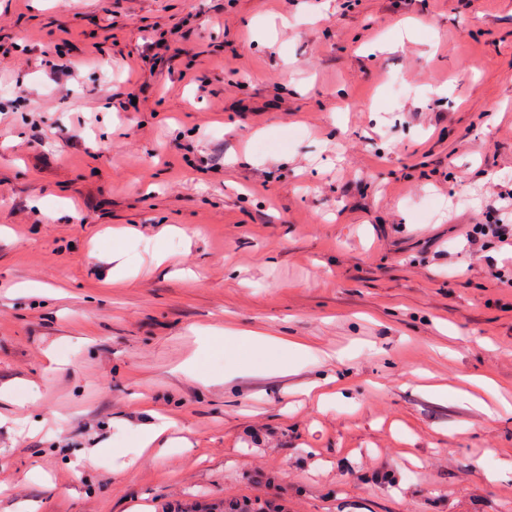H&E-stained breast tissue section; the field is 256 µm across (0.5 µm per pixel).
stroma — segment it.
Masks as SVG:
<instances>
[{"instance_id":"obj_1","label":"stroma","mask_w":512,"mask_h":512,"mask_svg":"<svg viewBox=\"0 0 512 512\" xmlns=\"http://www.w3.org/2000/svg\"><path fill=\"white\" fill-rule=\"evenodd\" d=\"M510 182L512 0H0V512H512ZM501 224H473L471 228L466 231L465 239L466 244L471 252L472 257L478 263L479 269L488 276L499 280L503 284L512 286V277L506 275L505 270L497 269L488 261V257L484 255L487 251L488 238H491L494 243L498 242L502 245L512 247V224H506L503 221ZM504 236V239H501ZM485 267H482V265ZM245 349L249 364L283 365L288 359L298 361L307 357L309 347L299 340H283L263 336L254 330L240 331L234 336ZM236 512H288V503L278 495L268 492L253 497H243L229 502Z\"/></svg>"}]
</instances>
